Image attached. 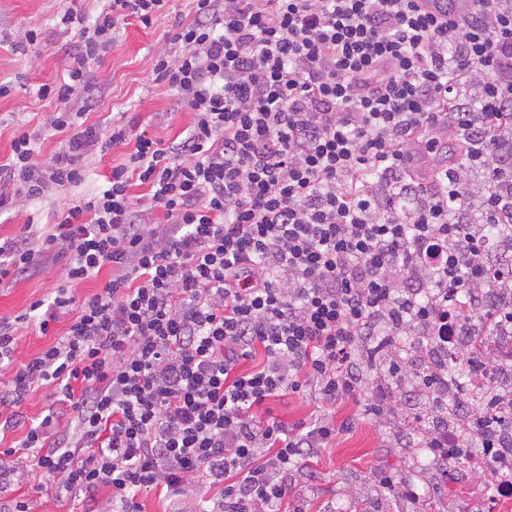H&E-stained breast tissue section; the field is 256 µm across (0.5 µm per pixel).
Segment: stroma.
Wrapping results in <instances>:
<instances>
[{"instance_id":"35a3bbf8","label":"stroma","mask_w":512,"mask_h":512,"mask_svg":"<svg viewBox=\"0 0 512 512\" xmlns=\"http://www.w3.org/2000/svg\"><path fill=\"white\" fill-rule=\"evenodd\" d=\"M67 9L90 21L101 4L99 0H0V83L11 86L9 94L0 97V164L10 157L16 130L43 129L62 107L58 101L40 98L37 90L41 84L66 77L77 63L78 36L59 22L61 12ZM192 17L189 0H169L150 27L133 19L121 25L108 53L90 66L96 83L91 103H84L77 95L68 104L70 110L87 107L86 123L101 137L118 118L132 134L144 132L174 140L187 124V111L167 84L153 81L150 62L156 53L176 51L173 37ZM29 27L41 30L42 49L22 43ZM130 151V146L121 145L93 154L86 161V179L80 187L53 189L43 198L0 210V238L23 235L31 218L53 223L57 209L65 202L105 187L113 165L124 162ZM65 265L64 258L47 257L36 273L0 287V320H14L28 311L31 303L47 298ZM374 396V391L367 389L331 407L330 413L342 430L335 442L319 449L295 472L289 512H423L428 503L435 512H471L470 495L484 487L483 478L472 477L467 490L451 485L445 494H438L435 473L421 471L396 421L365 415L364 408ZM54 407L51 387L28 395L16 409L24 423L0 438V451L16 445L29 422L41 420ZM320 408L314 394L290 393L268 400L258 413L294 426ZM385 475L392 479V486L382 483ZM400 483L412 486L414 496L397 492ZM19 501L25 503L28 512H85L91 504L97 512H110L112 491L99 489L90 502L81 492L59 494L54 487L42 486L40 477L21 470L0 492V512H13Z\"/></svg>"}]
</instances>
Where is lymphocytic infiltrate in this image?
I'll return each instance as SVG.
<instances>
[{"mask_svg": "<svg viewBox=\"0 0 512 512\" xmlns=\"http://www.w3.org/2000/svg\"><path fill=\"white\" fill-rule=\"evenodd\" d=\"M473 2L458 19L420 0H191L179 52L151 67L189 110L180 141L134 138L117 122L101 141L63 110L49 123L62 140L43 163L38 133H16L0 209L81 185L92 147L134 149L106 189L0 241V283L46 254L69 259L50 298L0 321V403L57 392L14 468L61 493L111 488L123 512L142 491L182 497L202 473L211 512H280L303 459L336 437L328 407L361 390L376 319L388 336L422 324L447 340L462 323L449 293L503 275L485 258V227L512 229V0ZM166 3L104 0L89 24L64 11L81 56L40 96L89 89L88 64L114 30L131 17L150 26ZM462 76L467 101L455 91ZM452 141L481 180L436 162ZM400 177L417 198L408 210L383 199ZM465 203L479 220H457ZM154 208L162 221L146 223ZM107 266L102 289L76 298ZM34 310L41 334L63 319L67 330L19 365ZM306 391L325 412L293 427L258 418L267 400Z\"/></svg>", "mask_w": 512, "mask_h": 512, "instance_id": "f902f5d3", "label": "lymphocytic infiltrate"}]
</instances>
